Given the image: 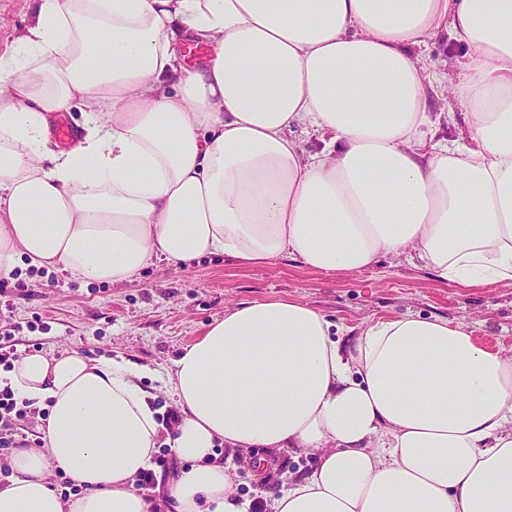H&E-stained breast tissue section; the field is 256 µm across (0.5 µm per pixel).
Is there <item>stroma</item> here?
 I'll list each match as a JSON object with an SVG mask.
<instances>
[{"mask_svg":"<svg viewBox=\"0 0 512 512\" xmlns=\"http://www.w3.org/2000/svg\"><path fill=\"white\" fill-rule=\"evenodd\" d=\"M32 18V0H0V53ZM280 297L322 312L339 334L379 317L417 315L471 323L485 345L512 355V283L462 288L442 283L411 256H388L356 273L323 272L283 258L245 268L210 256L187 268L157 261L128 283L87 285L63 271L18 268L0 280V350L124 358L156 371L147 386L162 418L175 410L160 376L180 350L203 336L226 308ZM238 472L237 495L260 500L266 489L305 475L311 453L270 452L263 469L219 449Z\"/></svg>","mask_w":512,"mask_h":512,"instance_id":"obj_1","label":"stroma"}]
</instances>
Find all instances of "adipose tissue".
<instances>
[{
	"instance_id": "obj_1",
	"label": "adipose tissue",
	"mask_w": 512,
	"mask_h": 512,
	"mask_svg": "<svg viewBox=\"0 0 512 512\" xmlns=\"http://www.w3.org/2000/svg\"><path fill=\"white\" fill-rule=\"evenodd\" d=\"M442 31L467 51L436 114L417 50ZM187 39L202 63H181ZM75 103L82 134L58 148L49 116ZM405 251L446 284L512 282V0H34L0 55V279L23 263L114 285L216 254L356 272ZM151 375L77 350L0 369L46 414L41 447L5 460L0 512H152L135 482L163 441L175 512H249L220 445L317 452L272 512H512V359L466 323L381 318L342 340L273 297L184 347L172 425ZM291 139L295 140L306 154L320 152L322 140L318 133L308 126H295L288 132Z\"/></svg>"
}]
</instances>
